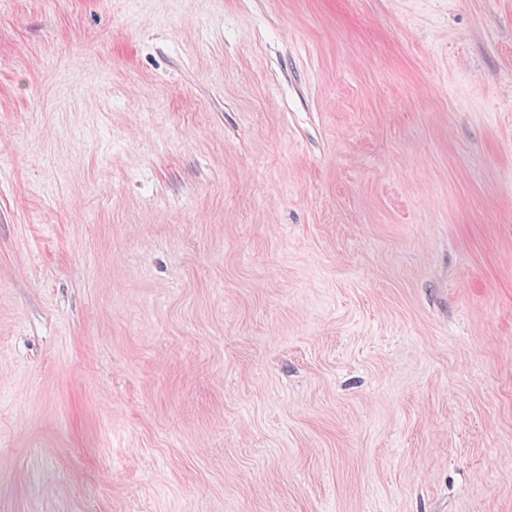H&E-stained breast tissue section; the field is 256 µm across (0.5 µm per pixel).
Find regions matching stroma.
<instances>
[{"instance_id": "obj_1", "label": "stroma", "mask_w": 512, "mask_h": 512, "mask_svg": "<svg viewBox=\"0 0 512 512\" xmlns=\"http://www.w3.org/2000/svg\"><path fill=\"white\" fill-rule=\"evenodd\" d=\"M0 512H512V0H0Z\"/></svg>"}]
</instances>
